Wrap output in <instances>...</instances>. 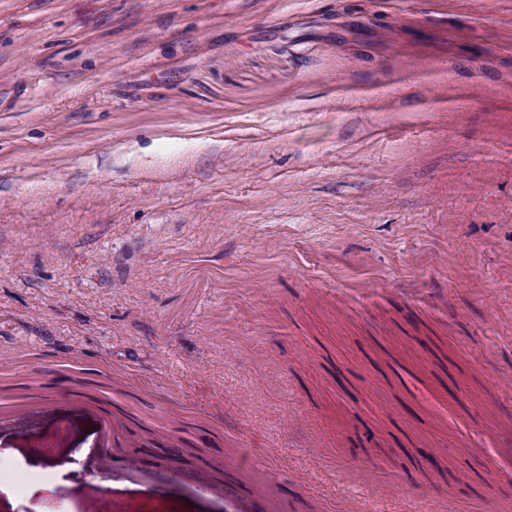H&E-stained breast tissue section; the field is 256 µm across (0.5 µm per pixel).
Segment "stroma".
Masks as SVG:
<instances>
[{"label":"stroma","instance_id":"1","mask_svg":"<svg viewBox=\"0 0 512 512\" xmlns=\"http://www.w3.org/2000/svg\"><path fill=\"white\" fill-rule=\"evenodd\" d=\"M0 512H512V0H0Z\"/></svg>","mask_w":512,"mask_h":512}]
</instances>
